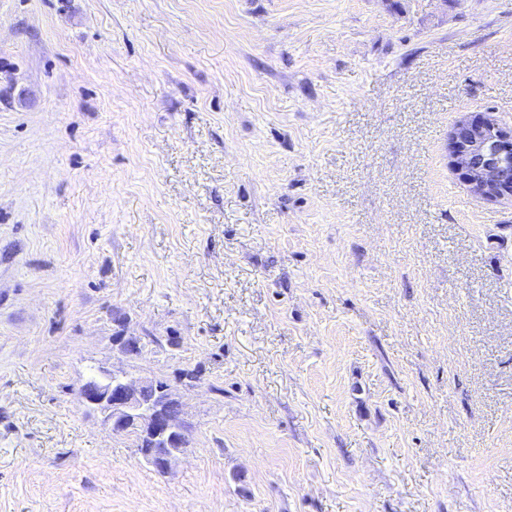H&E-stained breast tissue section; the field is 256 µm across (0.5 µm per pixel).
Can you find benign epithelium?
<instances>
[{
  "label": "benign epithelium",
  "instance_id": "benign-epithelium-1",
  "mask_svg": "<svg viewBox=\"0 0 512 512\" xmlns=\"http://www.w3.org/2000/svg\"><path fill=\"white\" fill-rule=\"evenodd\" d=\"M448 164L478 197L486 201L512 200V130L487 114L463 115L448 134ZM153 380L148 374L132 375L100 368L79 387L83 404L100 413L119 435H179L189 438L183 403L152 411L143 391Z\"/></svg>",
  "mask_w": 512,
  "mask_h": 512
}]
</instances>
